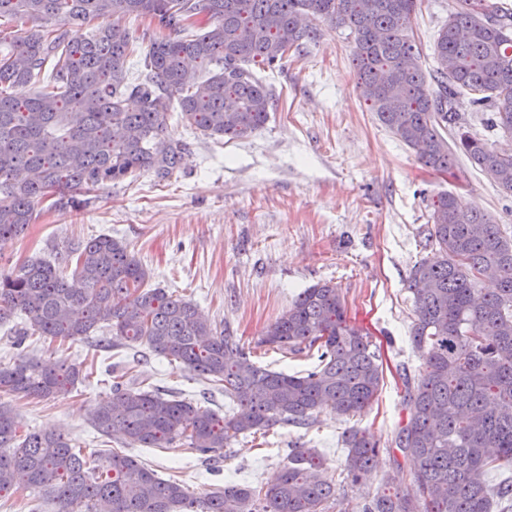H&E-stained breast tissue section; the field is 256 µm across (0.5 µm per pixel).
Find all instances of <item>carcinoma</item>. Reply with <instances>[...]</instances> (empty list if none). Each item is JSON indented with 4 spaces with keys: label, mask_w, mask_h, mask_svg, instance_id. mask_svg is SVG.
Listing matches in <instances>:
<instances>
[{
    "label": "carcinoma",
    "mask_w": 512,
    "mask_h": 512,
    "mask_svg": "<svg viewBox=\"0 0 512 512\" xmlns=\"http://www.w3.org/2000/svg\"><path fill=\"white\" fill-rule=\"evenodd\" d=\"M418 0H0V18L30 28L0 54V241L23 235L48 198L76 211L104 185L150 171L160 180L179 168L186 144L167 135L172 112L213 138L241 139L262 128L279 97L251 65L272 67L315 41L310 16L353 36L362 97L378 120L421 162L448 172L464 155L512 195V153L466 130L455 103L470 94L492 128L512 134V9L494 0H457L434 42L429 84L410 35ZM149 16L175 37L156 39L131 79L126 66L138 37L126 17ZM100 25L89 36L79 30ZM62 26L49 29L51 21ZM193 61L206 75L187 71ZM43 83L34 95L26 88ZM134 99L136 110L126 108ZM453 133V144L443 132ZM429 255L407 279L414 321L411 341L422 370L406 379L410 414L392 439V470L383 488L359 495L355 512H512V239L458 196L434 204ZM64 262L35 259L0 273V324L14 314L28 329L63 340L101 327L118 348L138 344L177 361L224 391V414L186 399L130 388L121 377L112 398L92 412L102 435L130 447L182 442L203 455L243 434L277 425H308L322 410L348 419L374 401L383 379L379 355L348 324L344 299L331 283L301 292L264 330L262 345L314 360L287 374L253 361L236 337L213 327L191 302L149 288L150 272L126 245L98 235L71 245ZM481 269L496 271L495 291L477 296ZM80 369L43 368L21 360L0 368V392L44 398L73 387ZM338 475L311 448H293L267 486L227 483L193 497L179 480H163L131 456L112 451L89 468L56 430L17 435L0 403V495L18 490L55 512H330L336 491L361 489L379 446L355 427L342 434ZM409 486H395L404 463Z\"/></svg>",
    "instance_id": "carcinoma-1"
}]
</instances>
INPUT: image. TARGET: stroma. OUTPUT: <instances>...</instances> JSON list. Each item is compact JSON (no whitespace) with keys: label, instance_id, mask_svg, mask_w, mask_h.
Wrapping results in <instances>:
<instances>
[{"label":"stroma","instance_id":"35a3bbf8","mask_svg":"<svg viewBox=\"0 0 512 512\" xmlns=\"http://www.w3.org/2000/svg\"><path fill=\"white\" fill-rule=\"evenodd\" d=\"M456 7L457 0H421L413 15L424 71H431L434 37ZM353 50L345 31L322 28L320 38L290 53L284 67L255 66L280 97L263 128L242 139L214 140L169 118L168 135L187 144L171 178L144 172L133 182L108 184L80 211L40 205L23 236L0 243V272L7 273L33 258L55 259L77 240L110 235L150 270L151 287L192 301L247 347H257L265 327L305 288L327 282L341 289L348 322L380 349L383 382L376 399L351 422L324 410L310 426L242 436L209 459L179 443L130 449L138 462L161 478L180 480L193 496L228 480L271 484L297 446L317 449L330 470L339 471L341 434L350 424L381 447L362 490L381 489L391 471L387 449L409 414L404 374L422 364L409 339L414 315L406 281L428 254L424 230L433 200L457 194L512 236V197L467 158L458 157L451 172L434 171L378 121L357 88ZM101 337L97 331L89 340L20 341L10 325L0 326L2 367L31 359L96 369L94 378L55 397L0 393L19 434L61 430L91 463L121 449L118 437L96 434L90 422L121 373L223 412V393L196 372L131 347L93 350L91 340Z\"/></svg>","mask_w":512,"mask_h":512}]
</instances>
